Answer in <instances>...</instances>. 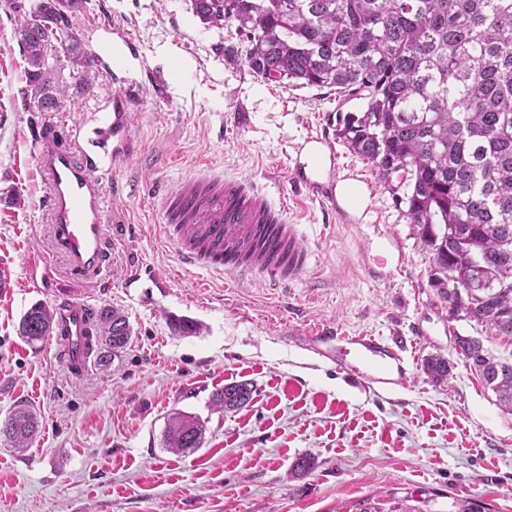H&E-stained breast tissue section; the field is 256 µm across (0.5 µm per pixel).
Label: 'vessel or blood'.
I'll list each match as a JSON object with an SVG mask.
<instances>
[{"label":"vessel or blood","mask_w":512,"mask_h":512,"mask_svg":"<svg viewBox=\"0 0 512 512\" xmlns=\"http://www.w3.org/2000/svg\"><path fill=\"white\" fill-rule=\"evenodd\" d=\"M143 84L120 80L111 97L83 115L68 131L41 129L36 159L47 177L52 256L64 257L78 278L108 287L105 270L113 226L104 205L101 180L138 152L131 104ZM289 178L304 197L336 208V178L316 167H293ZM161 221L183 264L203 266L245 281L264 277L270 287L289 288L308 272L312 251L304 245L288 207L249 180L198 172L161 188ZM52 256L33 263L42 282L52 279ZM54 356L74 374L90 360L97 312L85 300L56 293ZM350 342L386 366L403 368L406 344L372 336Z\"/></svg>","instance_id":"obj_1"}]
</instances>
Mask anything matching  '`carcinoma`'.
<instances>
[{"label":"carcinoma","instance_id":"1","mask_svg":"<svg viewBox=\"0 0 512 512\" xmlns=\"http://www.w3.org/2000/svg\"><path fill=\"white\" fill-rule=\"evenodd\" d=\"M86 0H38L15 33L31 67L26 95L39 112L60 107L44 69L51 39L77 42L70 17ZM205 24L228 22L243 37L240 55L258 77L302 86L334 88L365 101L346 114L338 137L377 169L399 177L398 201L434 254L431 286L449 313L512 335V0H191ZM510 317L500 319L498 309ZM53 330L42 304L21 317L18 334L33 343ZM131 336L127 317L104 308L97 315V360L110 361ZM455 350L473 367L499 405L512 412V362L472 337ZM437 382L448 380L440 354L423 362ZM252 389L231 383L212 395L233 411ZM36 414L15 408L0 437L23 450L37 433ZM199 419L175 414L166 447L189 454L200 447ZM355 512H421L370 499Z\"/></svg>","mask_w":512,"mask_h":512}]
</instances>
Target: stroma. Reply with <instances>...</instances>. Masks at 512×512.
Here are the masks:
<instances>
[{
  "label": "stroma",
  "mask_w": 512,
  "mask_h": 512,
  "mask_svg": "<svg viewBox=\"0 0 512 512\" xmlns=\"http://www.w3.org/2000/svg\"><path fill=\"white\" fill-rule=\"evenodd\" d=\"M71 24L81 43L109 55L119 33L140 44L143 58L129 68L157 83L145 85L131 119L143 153L166 162L134 160L102 182L109 211L135 227L112 243L110 287L74 279L60 258L53 285L35 286L30 263L49 239L34 130L72 126L113 85L98 70L83 80L70 43L54 44L45 63L66 96L59 111H36L14 15L0 6V422L19 404L39 421L26 450L0 440V512H350L364 499L403 498L421 512H448L457 499L512 512V413L455 351L456 337L471 336L512 360V336L462 312L449 317L406 205L336 136V114L361 111L362 101L230 63L234 29L202 23L191 0H85ZM308 136L328 139L337 177L358 174L369 197L365 213L344 209L331 224L316 202L295 213L314 253L304 279L274 290L183 266L155 188L205 162L273 193L290 189L293 147ZM116 181L123 197L111 194ZM136 265L163 287L125 290ZM59 289L126 315L132 336L107 365L71 374L53 356L54 336L32 345L18 335L21 316L52 306ZM175 317L196 332L175 333ZM322 325L338 338L316 349L308 337ZM351 336L404 337L403 385L372 382L370 356ZM436 353L454 365L440 384L423 371ZM242 381L252 387L246 406L213 408V392ZM176 412L205 425L187 456L163 446ZM304 458L312 468L297 470Z\"/></svg>",
  "instance_id": "35a3bbf8"
}]
</instances>
